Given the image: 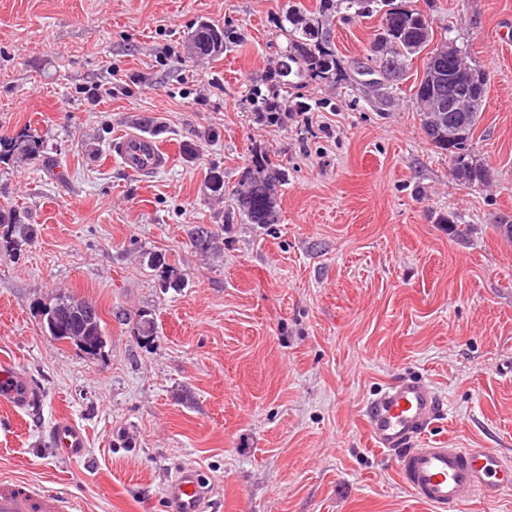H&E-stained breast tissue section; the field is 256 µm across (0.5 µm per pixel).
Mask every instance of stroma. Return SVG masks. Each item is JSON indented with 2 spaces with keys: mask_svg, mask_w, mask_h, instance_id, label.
Listing matches in <instances>:
<instances>
[{
  "mask_svg": "<svg viewBox=\"0 0 512 512\" xmlns=\"http://www.w3.org/2000/svg\"><path fill=\"white\" fill-rule=\"evenodd\" d=\"M411 5L487 77L471 154L488 183L456 181L423 132L424 55L393 83L358 74L379 17L337 10L335 74L275 83L288 0H0V138L42 141L39 158L0 157V210L38 230L12 248L0 226V360L40 395L0 407V479L84 512H168L167 481L193 465L216 512H432L363 416L403 378L443 402L427 444L512 460V240L495 230L512 224V0ZM201 21L231 40L190 60ZM258 90L309 103L317 125L267 122ZM132 132L170 167L128 170L115 145ZM256 148L288 174L278 222L225 225L221 254L195 251L188 226L225 224L231 205L206 174L232 189ZM446 217L471 233L449 236ZM64 293L96 304L101 352L44 336ZM60 418L84 429L85 459L56 455Z\"/></svg>",
  "mask_w": 512,
  "mask_h": 512,
  "instance_id": "1",
  "label": "stroma"
}]
</instances>
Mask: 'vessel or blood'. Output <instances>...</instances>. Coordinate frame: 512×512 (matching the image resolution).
Returning a JSON list of instances; mask_svg holds the SVG:
<instances>
[{"label": "vessel or blood", "instance_id": "obj_1", "mask_svg": "<svg viewBox=\"0 0 512 512\" xmlns=\"http://www.w3.org/2000/svg\"><path fill=\"white\" fill-rule=\"evenodd\" d=\"M123 165L148 174L165 168L170 157L153 141L129 135L116 143ZM38 397L23 373L0 362V404L24 410ZM442 408L439 395L423 380L403 379L368 401L365 421L375 447L396 456L400 477L413 496L435 512H455L469 495L512 491V465L486 448L427 447L423 436ZM52 445L64 460L84 457L87 438L72 421L59 420ZM165 496L169 512H213L212 492L200 470L183 467L171 477ZM76 500L24 480H0V512H79Z\"/></svg>", "mask_w": 512, "mask_h": 512}]
</instances>
